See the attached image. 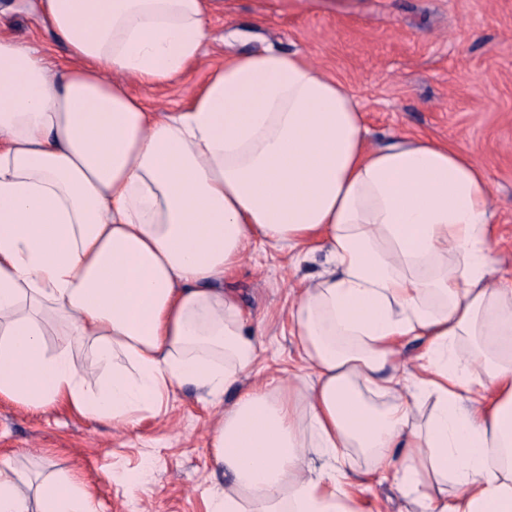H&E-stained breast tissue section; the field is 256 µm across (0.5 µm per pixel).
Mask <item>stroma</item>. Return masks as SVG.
Instances as JSON below:
<instances>
[{
	"instance_id": "1",
	"label": "stroma",
	"mask_w": 512,
	"mask_h": 512,
	"mask_svg": "<svg viewBox=\"0 0 512 512\" xmlns=\"http://www.w3.org/2000/svg\"><path fill=\"white\" fill-rule=\"evenodd\" d=\"M20 43L50 45L30 10L8 16ZM222 39L161 87L130 84L157 112L183 108L225 54L274 47L305 56L344 83L365 112L369 146L395 133L454 144L486 171L496 212L495 276L512 281V0H216ZM325 266H292L286 252L253 243L224 277L258 346L251 381L292 378L304 363L289 312ZM219 410L194 387L177 389L159 416L114 426L63 408L32 410L0 397V457L42 479L77 471L100 512H205L225 484L213 465ZM142 476L138 490L126 479ZM363 512H418L392 481L357 476Z\"/></svg>"
}]
</instances>
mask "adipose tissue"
<instances>
[{
	"instance_id": "obj_1",
	"label": "adipose tissue",
	"mask_w": 512,
	"mask_h": 512,
	"mask_svg": "<svg viewBox=\"0 0 512 512\" xmlns=\"http://www.w3.org/2000/svg\"><path fill=\"white\" fill-rule=\"evenodd\" d=\"M36 9L66 55L0 31V396L132 425L194 386L230 479L207 512H361V462L420 512H512V283L484 169L427 137L369 148L351 91L273 48L152 111L127 84L198 62L207 0ZM256 240L329 268L290 312L309 375L245 387L256 343L222 283ZM0 512L99 508L76 473L36 486L1 460Z\"/></svg>"
}]
</instances>
